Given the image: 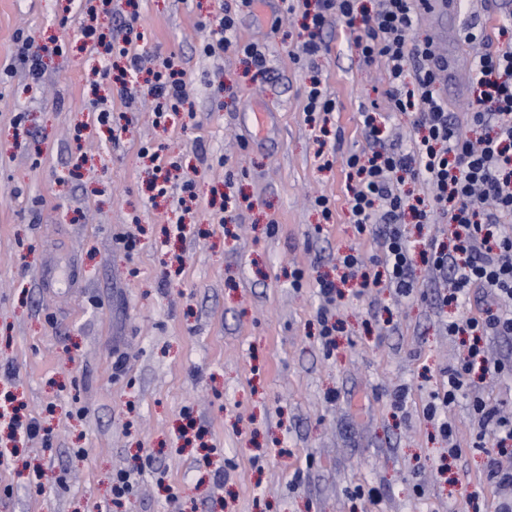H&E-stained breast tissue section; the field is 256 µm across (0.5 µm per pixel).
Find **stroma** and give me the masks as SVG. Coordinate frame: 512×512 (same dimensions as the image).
<instances>
[{"label":"stroma","mask_w":512,"mask_h":512,"mask_svg":"<svg viewBox=\"0 0 512 512\" xmlns=\"http://www.w3.org/2000/svg\"><path fill=\"white\" fill-rule=\"evenodd\" d=\"M220 6L112 0L100 15L105 36L184 71L185 110L158 126L153 98L94 85L104 56L81 37L79 0H0V404L13 397L41 430L0 427V512H490L470 392L444 412L457 459L422 414L460 352L446 321L483 302L439 305L448 283L422 253L447 243L443 219L402 227L412 296L347 279L331 308L335 348L319 338L317 280H338L340 254L380 252L348 205L344 162L369 147L360 113H379L401 149L418 135L412 115L389 110L384 75L335 23L318 59L336 102L322 135L306 120L295 59L303 4L239 9V37L270 68L259 81L232 51L203 53ZM510 15L512 0H466L453 27L421 20L413 40H432L465 72L479 50L467 31ZM19 34L63 50L45 57L40 82ZM252 104L267 110L265 129L251 125ZM105 107L108 128L97 121ZM146 146L159 162L141 156ZM158 164L172 169L162 197L150 185ZM122 469L134 493L118 507Z\"/></svg>","instance_id":"35a3bbf8"}]
</instances>
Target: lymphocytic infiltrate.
<instances>
[{"label":"lymphocytic infiltrate","mask_w":512,"mask_h":512,"mask_svg":"<svg viewBox=\"0 0 512 512\" xmlns=\"http://www.w3.org/2000/svg\"><path fill=\"white\" fill-rule=\"evenodd\" d=\"M253 0H225L220 14L210 24L204 53L227 48L254 65L257 75L268 71L265 55L257 44L236 38V6ZM420 14L419 0H378L375 13H368L359 0H314L303 13L306 38L301 46L305 58L315 59L329 49L322 34L332 21L345 24L355 35L354 44L365 65L382 66L389 88L386 96L394 111L413 112L424 132L410 150H395L384 144V133L375 113L363 112V131L370 151L350 154L346 159L351 183L348 204L359 232L371 233L380 245L376 261L385 272L388 287L410 295L413 259L401 226L406 214L418 223L432 218L447 220L449 247L432 248L423 258L437 273L447 274L453 290L443 299L452 304L469 298L471 291L496 292L512 297V233L505 220L512 219V42L496 45L483 31L466 35L481 51L471 63L470 79L478 95L464 114L477 139L463 136L448 113V103L436 88L433 65L438 57L432 45L413 50L409 41ZM85 42L107 45L113 60L97 76L111 81L115 60H124L123 75L138 77L142 57L129 42L105 44L97 24L81 29ZM414 70V83H406V70ZM151 94L161 97L171 112H178L186 98V83L173 70L170 60H161L151 70ZM422 178L429 188L426 206L412 204L401 186L406 177ZM449 335L462 337L456 365L448 371L441 392L423 409L426 419H439L441 434L450 439L453 426L441 413L454 403L475 373H495L512 378V363L491 357L489 337L512 338V312L479 309L477 314L449 320ZM476 447L486 454L482 482L495 493L493 512H512V468L501 456L512 453V418L483 397L471 400Z\"/></svg>","instance_id":"1"}]
</instances>
